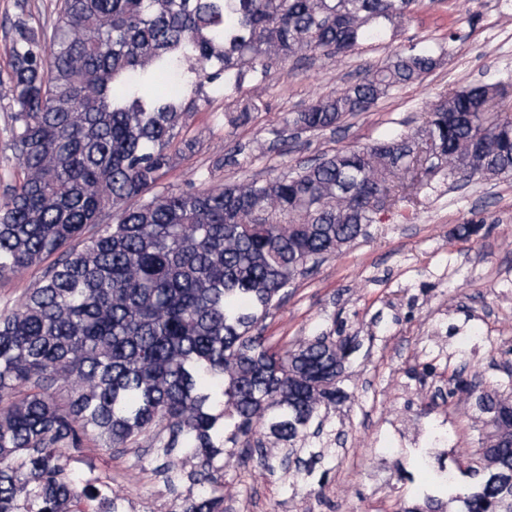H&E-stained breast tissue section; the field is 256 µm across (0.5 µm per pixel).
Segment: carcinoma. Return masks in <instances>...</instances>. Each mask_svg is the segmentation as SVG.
Segmentation results:
<instances>
[{
    "instance_id": "cac0c4a2",
    "label": "carcinoma",
    "mask_w": 512,
    "mask_h": 512,
    "mask_svg": "<svg viewBox=\"0 0 512 512\" xmlns=\"http://www.w3.org/2000/svg\"><path fill=\"white\" fill-rule=\"evenodd\" d=\"M418 2L60 0L50 34L15 25L7 92L23 178L0 196V278L54 261L0 311V512H126L109 485L82 483L67 452L119 458L142 440L162 460L150 476L200 487L173 512H224L215 484L227 447L292 453L321 407L350 399L354 338L322 331L290 347L266 335L271 310L366 235L374 195L419 193L401 174L512 177V119L482 111L512 85L442 96L414 139L336 149L264 180L154 189L195 151L181 133L206 85L233 100L228 122L246 123L259 104L238 94L272 61L345 55L396 32ZM441 60L432 48L396 53L288 125L334 131ZM469 387L497 468L461 491L441 463L432 482L458 512H512V396ZM177 453L196 465L175 471ZM321 459L311 451L296 469L310 476ZM438 509L410 498L397 512Z\"/></svg>"
}]
</instances>
